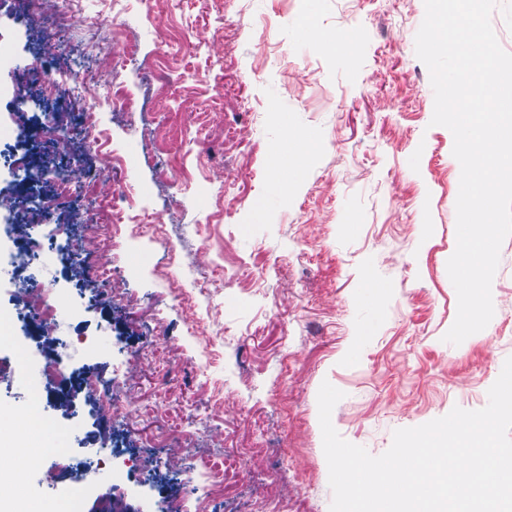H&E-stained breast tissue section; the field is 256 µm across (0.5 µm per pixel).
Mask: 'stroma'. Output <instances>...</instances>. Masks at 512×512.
<instances>
[{"label": "stroma", "instance_id": "1", "mask_svg": "<svg viewBox=\"0 0 512 512\" xmlns=\"http://www.w3.org/2000/svg\"><path fill=\"white\" fill-rule=\"evenodd\" d=\"M424 15L423 0H181L165 43L150 0H75L66 28L27 0L0 11V196L17 176L55 203L34 228L0 205V359L23 357L43 332L17 321V243L51 250L61 226L87 241L105 221L101 194L133 195L131 221L174 207L157 238L123 225L113 295L88 250L42 272L74 302L61 335L83 343L59 384L67 399L0 387L1 409L47 425L43 444L22 443L0 466L1 486L25 476L14 498L27 512H95L120 479L130 512H329L322 382L343 393L336 431L375 456L395 430L487 405L512 356V236L493 318L444 342L461 168L451 131L431 123L415 53ZM116 36L128 50L110 79L130 112L72 92L98 64L86 45ZM21 61L61 75L55 92ZM88 112L125 159L114 175L97 172ZM245 165L251 189L225 211L236 190L216 174ZM73 166L95 190L56 201L53 176ZM160 344L167 372L123 374L128 355ZM87 374L97 393L82 390ZM129 394L137 417L92 411ZM106 434L124 455L81 491L43 482L57 447L90 462Z\"/></svg>", "mask_w": 512, "mask_h": 512}]
</instances>
